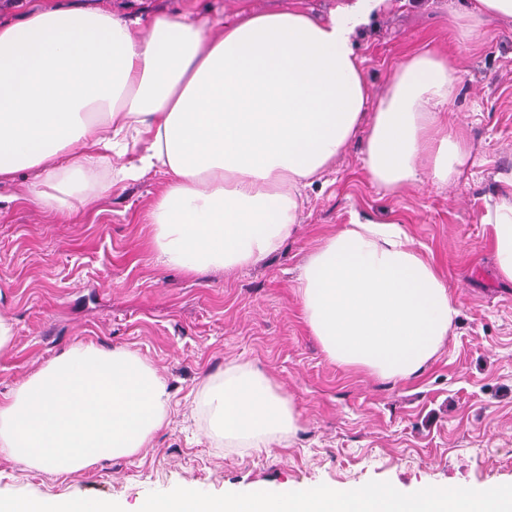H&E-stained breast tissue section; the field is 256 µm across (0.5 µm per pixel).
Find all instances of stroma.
I'll use <instances>...</instances> for the list:
<instances>
[{
    "mask_svg": "<svg viewBox=\"0 0 512 512\" xmlns=\"http://www.w3.org/2000/svg\"><path fill=\"white\" fill-rule=\"evenodd\" d=\"M126 20L191 9L202 19L299 8L325 17L340 0H63ZM462 0H385L354 36L374 94L394 67L426 47L448 54L461 91L449 122L469 137L474 163L455 185L379 190L352 141L303 193L300 225L261 262L192 274L165 267L146 212L161 185L149 174L113 187L89 210L52 217L24 202L35 171L0 184V314L15 325L0 354V396L78 342L137 352L163 377L170 421L151 448L66 479L0 459V498L47 494L119 504L190 485L211 497L253 484L512 488V284L496 274L480 217L512 170V21H490L476 43L457 42ZM405 224L431 255L460 314L446 346L417 377L382 381L330 364L303 321L298 269L325 233L352 214ZM287 387L302 424L290 446L237 451L208 431L201 390L230 361Z\"/></svg>",
    "mask_w": 512,
    "mask_h": 512,
    "instance_id": "35a3bbf8",
    "label": "stroma"
}]
</instances>
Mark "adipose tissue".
I'll return each mask as SVG.
<instances>
[{
	"label": "adipose tissue",
	"instance_id": "1",
	"mask_svg": "<svg viewBox=\"0 0 512 512\" xmlns=\"http://www.w3.org/2000/svg\"><path fill=\"white\" fill-rule=\"evenodd\" d=\"M383 0H346L326 18L252 12L210 35L184 12L148 27L99 9L36 7L0 23V183L38 173L27 199L65 215L148 173L164 181L145 219L158 260L186 273L232 271L297 230L302 192L363 136L369 181L388 193L453 184L472 162L448 126L460 76L420 50L373 96L353 39ZM512 0H470L455 37ZM121 164H113V157ZM485 203L501 279L512 282V173ZM303 320L332 364L391 382L418 376L445 347L458 304L403 224L353 217L323 235L296 278ZM210 433L237 447L288 444L300 429L286 387L246 363L203 387ZM166 383L127 349L78 342L0 398V458L59 478L148 448L167 422ZM0 512H115L108 502L0 499ZM137 512H512L491 487L301 485L212 498L186 486Z\"/></svg>",
	"mask_w": 512,
	"mask_h": 512
}]
</instances>
